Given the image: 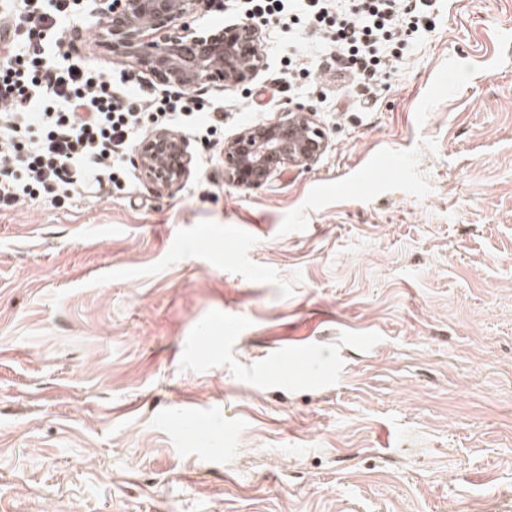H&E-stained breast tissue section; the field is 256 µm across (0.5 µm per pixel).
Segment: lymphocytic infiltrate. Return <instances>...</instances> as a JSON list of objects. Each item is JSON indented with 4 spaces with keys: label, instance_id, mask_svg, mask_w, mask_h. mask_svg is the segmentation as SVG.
<instances>
[{
    "label": "lymphocytic infiltrate",
    "instance_id": "obj_1",
    "mask_svg": "<svg viewBox=\"0 0 512 512\" xmlns=\"http://www.w3.org/2000/svg\"><path fill=\"white\" fill-rule=\"evenodd\" d=\"M254 0L260 15L290 9L329 34L327 49L353 84L370 90L387 45L428 29L435 0ZM0 13V208L39 195L61 204L124 169L141 121L176 122L198 101L134 95L60 55L68 0H22Z\"/></svg>",
    "mask_w": 512,
    "mask_h": 512
}]
</instances>
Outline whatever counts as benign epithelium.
Wrapping results in <instances>:
<instances>
[{
    "label": "benign epithelium",
    "mask_w": 512,
    "mask_h": 512,
    "mask_svg": "<svg viewBox=\"0 0 512 512\" xmlns=\"http://www.w3.org/2000/svg\"><path fill=\"white\" fill-rule=\"evenodd\" d=\"M203 7L222 10L224 0H115L99 38L109 51L169 87H198L216 79L226 87L249 83L264 67L260 27L247 20L202 34L186 18ZM151 30L166 35L155 41L147 37ZM327 147V135L312 113L294 107L225 142L224 179L257 188L278 173L316 164ZM135 163L144 179L162 192L189 178L192 155L184 137L169 128H156L137 147Z\"/></svg>",
    "instance_id": "benign-epithelium-1"
}]
</instances>
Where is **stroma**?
I'll use <instances>...</instances> for the list:
<instances>
[{
    "instance_id": "obj_1",
    "label": "stroma",
    "mask_w": 512,
    "mask_h": 512,
    "mask_svg": "<svg viewBox=\"0 0 512 512\" xmlns=\"http://www.w3.org/2000/svg\"><path fill=\"white\" fill-rule=\"evenodd\" d=\"M77 2L71 56L169 94ZM434 15L360 97L272 19L249 84L197 88L219 126L180 186L0 209V512H512V0ZM297 106L322 158L225 183ZM305 342L337 382H253Z\"/></svg>"
}]
</instances>
